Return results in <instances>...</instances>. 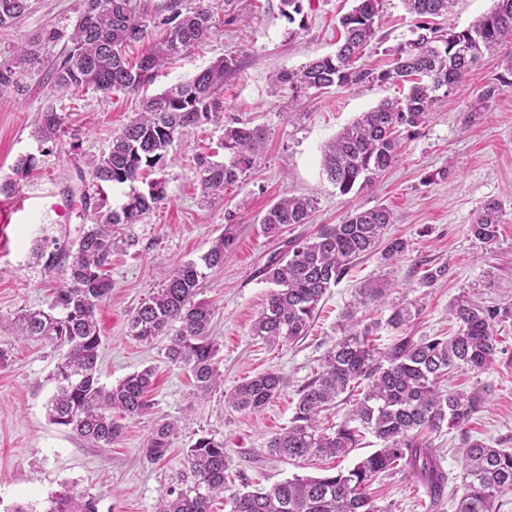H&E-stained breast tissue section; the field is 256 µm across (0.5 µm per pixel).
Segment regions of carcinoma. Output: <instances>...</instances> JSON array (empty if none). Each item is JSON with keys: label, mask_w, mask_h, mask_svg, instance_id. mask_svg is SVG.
Wrapping results in <instances>:
<instances>
[{"label": "carcinoma", "mask_w": 512, "mask_h": 512, "mask_svg": "<svg viewBox=\"0 0 512 512\" xmlns=\"http://www.w3.org/2000/svg\"><path fill=\"white\" fill-rule=\"evenodd\" d=\"M281 15L292 24L304 12L303 0H280ZM351 11L339 20L342 29L336 52L308 61L297 71H283L275 79L286 86L321 91L349 84L409 83L402 99L383 100L345 127L323 150L322 168L339 193L347 195L373 185L377 175L391 167L415 129L423 125L439 99L456 93L477 65L483 52L512 40V0H494L493 8L471 27L456 30L429 24L448 15L455 0H402L415 15L419 33L387 50L390 70L375 71L356 65L360 52L375 38V22L382 0H354ZM31 9L30 0H0V31L13 27ZM161 18L159 39L135 62L127 48L148 38L149 25ZM212 15L202 6L186 8L182 0H81L72 30L52 26L41 38L16 50L0 63V90L18 85L19 74L43 62L42 46L63 42L50 71L54 89L62 92L93 90L104 95L138 92L150 84L169 57L200 42L211 29ZM235 57H221L190 80L159 93L145 95L135 116L112 136L107 153L92 156L76 167L80 182L103 186L133 183L163 167L168 148L190 130L218 119L219 94L224 78L236 71ZM499 92L485 85L472 104L471 119ZM64 133V117L49 106L40 113L33 137L40 144L56 143ZM267 131L235 122L224 126V160L208 155L196 158L202 191L221 195L237 185L262 155ZM37 169L33 154L16 159L14 173L29 177ZM165 198L164 182L154 180L148 193L133 191L118 207L97 203L91 223L80 226L76 240L51 246L38 245L37 255L49 271L63 269L64 286L55 289L45 309H28L12 322L16 336L37 337L57 348H66L54 380L56 392L49 400L50 421L95 445H111L122 433L113 419L118 413L139 417L149 409L146 395L154 370L146 367L107 387L99 382L97 368L101 336L96 310L112 282L104 273L112 249L131 248L138 240L130 233ZM314 202L305 196H288L271 205L261 224L271 235L290 224H309ZM502 204L486 201L471 233L492 244L502 223ZM229 225L207 252L170 271L160 288L135 309L129 333L139 340L168 337L165 359L188 371L197 389L207 393L223 382L212 336L213 307L199 299L206 271L224 266V255L234 245ZM394 223V214L383 206L355 211L342 224H326L312 237L288 242L283 254L270 258L263 269L274 285L252 327L253 336L267 345L295 342L309 332L319 303L336 286L351 263L373 252ZM450 313L459 323L456 334L442 337H400L389 349L372 346L386 324L398 329L409 323L411 309L391 307L386 321L356 322L324 356L321 371L302 389L288 426L267 442L270 454L298 462L313 458H343L359 447L368 432L380 443L368 456L348 469L317 476H295L268 489L229 491V457L224 441L200 437L186 451L191 484L184 490L170 488L156 512H211L212 501L222 495L227 512H388L365 491L378 475L399 465L429 490L435 499L444 494L449 474L441 466L427 434L442 426L458 427L475 411L478 397L460 390H441L440 383L454 370L482 373L495 361L497 336L494 324L500 311L465 297L457 299ZM275 371L258 373L225 395L235 411H260L285 387ZM351 410L336 429L320 428L319 416L338 400ZM177 434L175 422L161 421L143 448L150 462L164 459ZM464 492L456 512H500L503 498L512 493V451L481 442L462 452ZM11 512H98L94 495L75 485L48 497L38 507L23 503Z\"/></svg>", "instance_id": "1"}]
</instances>
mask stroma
<instances>
[{"instance_id": "stroma-1", "label": "stroma", "mask_w": 512, "mask_h": 512, "mask_svg": "<svg viewBox=\"0 0 512 512\" xmlns=\"http://www.w3.org/2000/svg\"><path fill=\"white\" fill-rule=\"evenodd\" d=\"M78 3L34 0L29 14L0 31V61L43 29L72 23ZM184 4L210 8L214 27L200 44L163 66L148 93L189 80L222 56L235 57L239 67L224 83L220 120L194 129L170 148L161 174L166 198L134 225L138 245L112 254V288L97 309L100 380L111 385L151 366L156 381L150 409L124 420L121 437L109 446L94 445L49 421L46 405L55 391L52 374L60 353L42 340L14 338L11 322L21 309L47 308L54 288L64 280L62 270L44 269L35 248L54 238H76L85 222L83 202L80 194H66L64 188L75 175L76 162L108 151L113 135L138 110L141 96L53 94L46 73L48 62L61 51L57 44L44 50L43 65L20 75L17 87L0 92V184L16 183L0 192V347L11 355L0 366V512H9L16 503L47 500L67 483L95 495L98 512H155L168 488H182L185 451L204 435L223 441L228 480L236 490L253 491L296 475L350 467L377 449L372 435H365L359 448L341 461L299 464L271 456L266 448L268 439L287 426L302 388L342 336L347 311L359 319L384 321L392 305L410 306L413 317L407 326L379 330L373 339L379 349L402 335L435 337L455 331L448 308L461 296L512 311V85L499 82L502 59L512 53V42L484 51L462 90L439 97L399 160L371 189L343 195L322 172L324 145L360 112L401 96V86L389 82L335 86L323 93L277 92L273 82L280 72L335 51L338 20L353 0H311L298 31L282 16L280 0ZM415 24L401 0H383L376 38L365 47L360 65L390 69L385 48L411 38ZM489 82L499 83V94L475 118H468L476 90ZM49 105L64 115L65 133L58 144L42 146L32 131ZM235 121L266 129L264 154L257 169L223 197H206L194 157L217 147L225 125ZM28 153L36 156L38 168L33 177L16 178L14 161ZM288 195L311 197L313 220L269 237L260 219ZM490 199L502 203L503 218L496 241L488 245L473 236L470 226ZM55 201L67 203L66 216L52 210ZM375 206L395 214L386 235L403 239L406 252L388 262L377 253L355 261L321 301L304 339L271 347L253 336V321L272 289L263 276L269 257L288 241L305 239L323 225L342 223L354 210ZM229 213L235 216V245L200 290L215 309L213 334L220 344L224 384L200 396L189 372L165 359L166 338L135 340L128 324L135 308L159 288L162 272L204 254L223 233ZM429 269L437 277L427 284L422 276ZM382 280L390 285L384 304H359L360 287ZM495 334L499 344L492 367L478 375L455 373L446 383L451 390L477 392L479 402L464 425L431 436L450 477L441 512H456L467 443L512 449V314L496 324ZM268 370L285 376L287 385L261 411L241 414L226 405L225 393ZM170 419L179 425L173 447L164 460L148 462L142 448L150 432L156 422ZM366 492L391 512H434L424 486L399 468L376 477Z\"/></svg>"}]
</instances>
